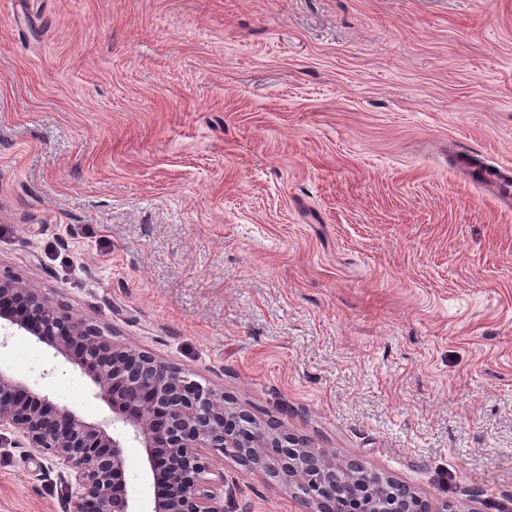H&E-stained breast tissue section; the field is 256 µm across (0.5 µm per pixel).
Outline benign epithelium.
<instances>
[{"label":"benign epithelium","instance_id":"1","mask_svg":"<svg viewBox=\"0 0 512 512\" xmlns=\"http://www.w3.org/2000/svg\"><path fill=\"white\" fill-rule=\"evenodd\" d=\"M2 320L77 366L112 410V418L88 422L0 371V429H14L29 447L70 468L78 489L74 512H133L125 479L128 434L144 448L151 472L166 476L171 487L151 512H224L219 464L226 455L305 497L317 512H335L340 501L348 512L361 500L363 512H419L418 496L400 506L375 496L381 476L352 475L330 451L309 448L283 429L266 430L223 390L111 341L37 288L0 277Z\"/></svg>","mask_w":512,"mask_h":512}]
</instances>
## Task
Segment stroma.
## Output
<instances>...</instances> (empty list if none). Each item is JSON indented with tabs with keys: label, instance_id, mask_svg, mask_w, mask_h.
<instances>
[{
	"label": "stroma",
	"instance_id": "1",
	"mask_svg": "<svg viewBox=\"0 0 512 512\" xmlns=\"http://www.w3.org/2000/svg\"><path fill=\"white\" fill-rule=\"evenodd\" d=\"M495 163L512 0H0V276L453 512H512V205L475 177ZM0 370L111 415L8 326ZM221 469L224 512H307ZM75 492L0 430V512Z\"/></svg>",
	"mask_w": 512,
	"mask_h": 512
}]
</instances>
